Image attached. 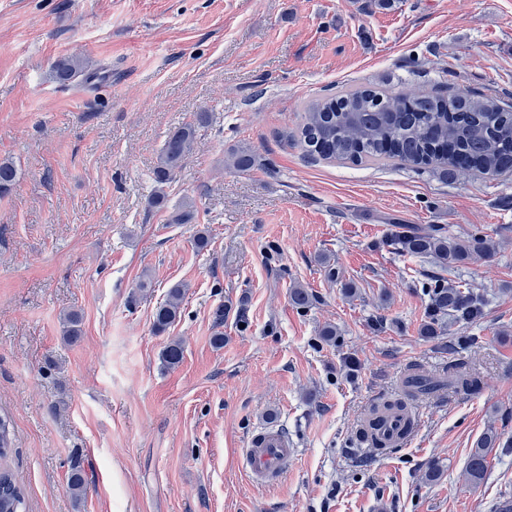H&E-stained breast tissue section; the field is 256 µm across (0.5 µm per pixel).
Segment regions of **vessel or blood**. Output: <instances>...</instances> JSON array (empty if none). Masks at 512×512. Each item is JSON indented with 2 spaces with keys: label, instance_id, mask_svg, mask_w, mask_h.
Here are the masks:
<instances>
[{
  "label": "vessel or blood",
  "instance_id": "obj_1",
  "mask_svg": "<svg viewBox=\"0 0 512 512\" xmlns=\"http://www.w3.org/2000/svg\"><path fill=\"white\" fill-rule=\"evenodd\" d=\"M406 427L403 414H388L376 431V440L394 449L408 447L413 435ZM296 454V448L283 429L267 426L249 437L242 450V466L251 481L272 485L282 480Z\"/></svg>",
  "mask_w": 512,
  "mask_h": 512
}]
</instances>
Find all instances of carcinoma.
Here are the masks:
<instances>
[{
	"mask_svg": "<svg viewBox=\"0 0 512 512\" xmlns=\"http://www.w3.org/2000/svg\"><path fill=\"white\" fill-rule=\"evenodd\" d=\"M85 66L83 60L59 59L51 67V76L60 84L71 83ZM207 119V113L199 112L194 121L169 131L154 170L155 181L160 185L152 199L154 206L164 205L163 185L181 168L192 150L197 128L206 124ZM294 140L315 161L395 159L416 169L430 168L446 174L457 170L489 176L512 174V103L461 91L446 95L421 91L409 96L374 88L356 89L308 105ZM255 162L251 151L236 150L231 153L228 165L245 172ZM16 180L15 165L0 161V195L9 193ZM387 245L402 255L429 259L440 269L419 282L427 314V321L420 328L421 337L433 339L441 335L446 318L474 323L484 317L486 296L443 275L457 265L495 256L497 243L481 228L454 234L443 224H397ZM184 291V284H175L156 308L153 321L156 332H165L177 320ZM290 300L297 308H307L313 302V295L296 285L290 289ZM183 352L180 341H169L161 352L162 364L178 365ZM480 384V375L465 359L448 363L436 375L414 364L403 378L406 395L418 400L461 391L473 393ZM393 409L402 411L406 403L396 399L372 406L361 424L359 437H368V428L373 426L378 412ZM498 446L508 448L512 444L501 442L495 430L490 429L477 439L464 471L467 485L477 486L484 480L487 449ZM68 488L76 501L82 500L86 480L77 466L69 474ZM22 504L21 490L11 472L0 466V512H21Z\"/></svg>",
	"mask_w": 512,
	"mask_h": 512,
	"instance_id": "cac0c4a2",
	"label": "carcinoma"
}]
</instances>
